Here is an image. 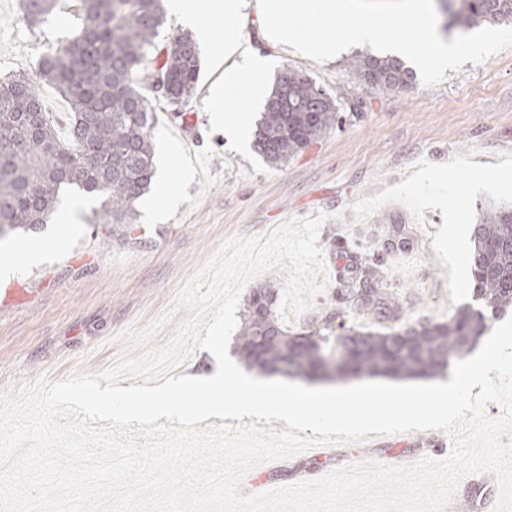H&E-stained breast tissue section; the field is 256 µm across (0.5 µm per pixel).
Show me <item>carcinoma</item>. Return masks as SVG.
Listing matches in <instances>:
<instances>
[{"mask_svg":"<svg viewBox=\"0 0 512 512\" xmlns=\"http://www.w3.org/2000/svg\"><path fill=\"white\" fill-rule=\"evenodd\" d=\"M83 25L62 46L43 51L38 74L67 99V140L48 118L37 83L25 73L0 81V241L48 223L61 194L77 188L101 198L100 224H133L136 206L154 178L151 129L156 112L140 91L164 83L169 104L186 106L200 71V50L187 33L159 44L162 0H79ZM59 0H26L30 23L53 13ZM443 30L466 34L484 21L511 22L512 0H439ZM360 81L402 90L412 69L394 57L361 55L349 64ZM339 107L304 74L286 70L276 79L254 132L253 146L278 165L336 124ZM471 259L474 298L490 314L470 305L441 322H401L399 304L382 288L378 273L346 258L344 297L352 313L327 312L303 328L286 329L270 288H254L245 300L237 350L259 375L280 373L327 379L432 377L450 359L466 357L478 339L512 307V207L491 206L473 225ZM368 316L381 328L356 322ZM335 322L334 353L316 339Z\"/></svg>","mask_w":512,"mask_h":512,"instance_id":"carcinoma-1","label":"carcinoma"}]
</instances>
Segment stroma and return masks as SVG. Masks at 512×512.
<instances>
[{
	"label": "stroma",
	"instance_id": "obj_1",
	"mask_svg": "<svg viewBox=\"0 0 512 512\" xmlns=\"http://www.w3.org/2000/svg\"><path fill=\"white\" fill-rule=\"evenodd\" d=\"M82 22L77 0H59L49 22L37 26L23 0H0V80L19 72L37 77L44 48L73 36ZM248 32L254 48L274 58L276 72H302L336 98V126L286 164L257 172L230 150L223 133H210L203 108L210 81L198 79L187 124L175 106L145 89L158 115L152 142L174 153L178 202L159 222L142 214L120 229L97 223L100 206L91 204L77 213L78 230L62 247L11 274L0 271V396L39 379L100 374L122 357L140 355L126 331L163 315L226 239L321 212L328 215L318 241L326 288L312 308L288 320V329L344 308L342 250L378 271L402 321H442L471 303L472 226L489 205L512 206V47L447 71L436 86L417 79L390 91L352 76L356 48L318 63L267 44L258 24ZM185 168L191 180H181ZM452 212L456 240L448 232ZM401 229L407 245L391 248ZM400 440L396 434L390 444L368 449L370 460L388 466L402 454L440 460L453 444L444 432L435 440L420 432L408 446ZM357 449L342 445L319 463L280 460L265 483L243 480L241 492L319 478Z\"/></svg>",
	"mask_w": 512,
	"mask_h": 512
}]
</instances>
